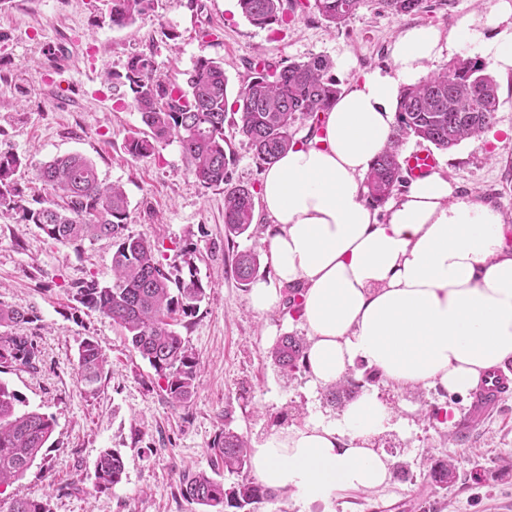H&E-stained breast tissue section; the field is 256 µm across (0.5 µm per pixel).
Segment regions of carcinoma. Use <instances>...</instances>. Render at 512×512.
<instances>
[{"label":"carcinoma","mask_w":512,"mask_h":512,"mask_svg":"<svg viewBox=\"0 0 512 512\" xmlns=\"http://www.w3.org/2000/svg\"><path fill=\"white\" fill-rule=\"evenodd\" d=\"M155 0H109L112 25L126 27L154 8ZM381 13L392 17L429 11L428 0H374ZM364 0H314V9L331 26L355 13ZM243 15L255 26L271 28L287 22L295 3L284 0H239ZM333 63L323 55L305 61L272 64L263 59L249 63L234 98L228 96L224 64L200 59L188 79V89L156 72L152 56L130 58L125 72H107L118 95L129 100L147 127L128 139L127 151L139 156L156 145L174 140L191 175L204 188L228 184L224 125H234L250 143L256 157L270 164L294 143L297 116L315 118L328 111L340 92L330 75ZM498 83L488 64L479 58H459L403 87L388 145L374 160L365 179L366 200L386 201L403 181L400 147L414 136L441 149H452L478 136L496 122ZM23 158L0 152V207L21 212L27 224L38 225L52 240L80 247L86 241L112 240V284L96 280L80 283L74 299L112 320L124 332L132 349L146 360L162 381V390L174 404L191 399L200 362L176 331L178 321L196 313L205 288L191 261L187 274L172 278L157 256L153 241L128 230L129 202L122 186L104 185L93 163L79 153L57 158L37 170L36 178L66 199L59 210L47 201L30 206L16 174ZM255 191L234 186L224 194V234L231 240L247 233L253 223ZM259 255L241 252L234 259V274L248 285L259 270ZM34 315L0 301V368L34 372L41 349L32 336L17 329L33 322ZM305 339L294 334L278 338L270 358L282 373L293 376L307 369ZM106 355L100 344L86 337L78 346L76 377L86 392L97 394L105 372ZM361 385L347 376L326 388L327 402L341 405L354 399ZM24 400L0 382V488L18 479L33 465L54 431V420L23 408ZM249 444L244 436L226 429L209 446L213 463L241 477L230 487L204 472L183 478L181 494L209 512H255L273 491L248 475ZM121 457L104 450L95 465V486L108 490L122 481ZM430 476L440 487L455 478V464L435 461ZM6 512H50L48 503L14 498Z\"/></svg>","instance_id":"carcinoma-1"}]
</instances>
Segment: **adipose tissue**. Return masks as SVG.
Listing matches in <instances>:
<instances>
[{
  "label": "adipose tissue",
  "mask_w": 512,
  "mask_h": 512,
  "mask_svg": "<svg viewBox=\"0 0 512 512\" xmlns=\"http://www.w3.org/2000/svg\"><path fill=\"white\" fill-rule=\"evenodd\" d=\"M497 19L505 28L482 51L506 70L512 0H498ZM440 42L431 27L405 31L391 50L393 74L364 76L340 93L315 142L297 143L263 173L261 203L276 221L266 253L274 277L253 283L249 303L264 313L284 289L298 288L314 386L361 362L399 388L464 394L512 361V226L499 210L455 196L436 173L413 181L382 214L360 188L387 144L402 84L439 57ZM392 418L363 394L335 421L312 418L269 434L250 449L252 470L306 503L378 488L391 465L369 442Z\"/></svg>",
  "instance_id": "1"
}]
</instances>
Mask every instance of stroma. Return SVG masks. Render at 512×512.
<instances>
[{
  "label": "stroma",
  "mask_w": 512,
  "mask_h": 512,
  "mask_svg": "<svg viewBox=\"0 0 512 512\" xmlns=\"http://www.w3.org/2000/svg\"><path fill=\"white\" fill-rule=\"evenodd\" d=\"M497 2L433 0L431 12L394 18L366 0L335 28L309 7L271 30L252 25L237 0H157L153 12L123 28L113 26L107 0H0V151L25 159L17 178L26 197L51 196L36 178L42 163L81 153L102 182L124 187L130 231L158 241L159 258L172 274L186 273L184 259L192 257L206 289L196 314L177 326L201 371L191 400L176 406L121 329L73 298L79 282L111 284V240L78 249L63 245L22 222L18 212L0 208V300L34 312V323L21 332L37 337L42 351L37 371L10 368L0 381L28 409L55 420L49 448L23 477L0 489V499L45 498L51 512H204L182 498L179 486L185 473L211 471L209 446L217 433L230 429L258 443L272 429L309 418L331 421L340 413L312 386L309 372L288 378L267 359L278 336L306 330L287 305L255 312L248 287L231 271L237 253L263 251L271 219L256 209V233L226 241L224 190L198 183L177 142L128 155L126 140L145 126L139 112L118 101L106 71H123L130 56L145 52L159 74L182 86L198 59L214 58L223 62L233 95L256 57L277 64L323 55L346 89L364 75L392 72L391 47L407 28L448 34L468 21L483 40L493 39L500 31L491 22ZM170 31L176 40L167 39ZM56 69L71 79L69 90L49 81ZM494 77L500 97L494 138L437 150L436 171L460 196L492 202L512 225V71ZM224 135L232 184L259 187L264 164L235 127L225 126ZM86 337L108 358L94 398L75 375L77 347ZM364 390L394 412L372 446L403 472L378 489L338 491L310 505L279 491L256 512H512V398L452 441L448 433L469 395L383 381ZM436 408L447 410L445 422L431 419ZM107 448L121 455L124 474L100 492L94 467ZM427 454L456 459L448 488L436 487L422 467Z\"/></svg>",
  "instance_id": "35a3bbf8"
}]
</instances>
